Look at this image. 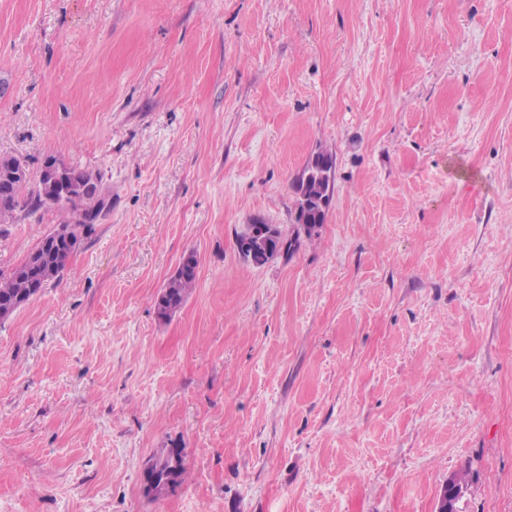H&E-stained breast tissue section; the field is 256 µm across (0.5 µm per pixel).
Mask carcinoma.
<instances>
[{
    "instance_id": "obj_1",
    "label": "carcinoma",
    "mask_w": 512,
    "mask_h": 512,
    "mask_svg": "<svg viewBox=\"0 0 512 512\" xmlns=\"http://www.w3.org/2000/svg\"><path fill=\"white\" fill-rule=\"evenodd\" d=\"M334 167V155L328 151H320L308 160L293 182L298 201L296 223L304 225L308 230L325 222L326 211L323 205L332 197ZM68 172L77 188L75 195L79 206L88 213L99 214L105 199L102 197L98 179L77 167H69ZM29 184L34 185L35 195L26 199L23 191ZM22 204L33 208L55 204L45 190L41 175L33 176L28 172L22 179L0 182V218L12 214ZM257 226V222L248 225L247 231L236 238L237 249L245 257H250L252 253L258 255L266 249L271 251L278 244L284 246L287 252L292 249L293 240L283 237L277 228L274 229V236L265 240L254 236L253 229ZM60 228L64 231L62 239H56L52 233L47 235L10 274L0 272V309L12 304L17 298L31 300L58 279L67 259L81 244L82 236L92 231L93 225L65 221L60 224ZM197 266L194 253H189L183 259L157 296L156 309L159 316L168 319L182 307L188 293L196 284ZM153 466L167 470L170 482L175 485L185 479L186 470L181 449L161 450L155 455Z\"/></svg>"
}]
</instances>
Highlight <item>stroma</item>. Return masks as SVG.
<instances>
[{
    "label": "stroma",
    "mask_w": 512,
    "mask_h": 512,
    "mask_svg": "<svg viewBox=\"0 0 512 512\" xmlns=\"http://www.w3.org/2000/svg\"><path fill=\"white\" fill-rule=\"evenodd\" d=\"M320 150L318 235L245 261ZM0 156L106 201L0 322V512H512V0H0ZM66 168L70 173L72 182L76 185L77 191H75V195L77 196L79 206L88 213L98 215L105 204L98 179L89 172L77 167L66 166ZM270 225L272 224H263V222H255L254 224H249L247 231L238 235L236 238V245L239 252H241L247 259H250L251 262L256 265L265 264L257 260V255L263 253L265 248L268 249L269 251H273V249L277 245V242H279L282 250L284 249V245H286L284 251L288 253L292 249L293 243L295 242V240L293 241L291 239L283 237L280 230L273 225L272 226L274 227V237H267V239H262V241H260L259 237H255L253 235V229H255V227H266ZM251 250L254 251V260L250 257ZM197 266L198 261L194 253H189L183 259L175 274L157 296L155 305L159 316L168 319L182 307L188 293L196 284ZM174 461L176 465H174ZM152 466L161 467L162 469H166L170 466L166 475L171 484L178 485L182 483L186 474L183 464V448H179V450H176V448L161 450L160 453L155 455Z\"/></svg>",
    "instance_id": "obj_1"
}]
</instances>
